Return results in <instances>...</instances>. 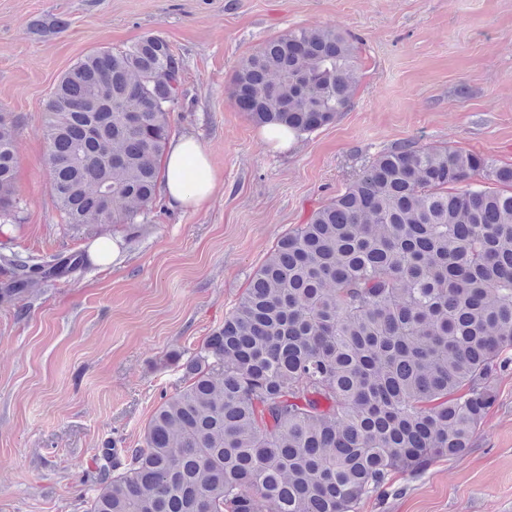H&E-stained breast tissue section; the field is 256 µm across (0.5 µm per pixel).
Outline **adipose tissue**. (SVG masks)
Listing matches in <instances>:
<instances>
[{
	"mask_svg": "<svg viewBox=\"0 0 512 512\" xmlns=\"http://www.w3.org/2000/svg\"><path fill=\"white\" fill-rule=\"evenodd\" d=\"M160 185L171 207L197 210L209 203L216 178L207 151L194 134L172 138L163 161Z\"/></svg>",
	"mask_w": 512,
	"mask_h": 512,
	"instance_id": "adipose-tissue-1",
	"label": "adipose tissue"
}]
</instances>
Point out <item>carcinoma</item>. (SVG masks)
I'll use <instances>...</instances> for the list:
<instances>
[{
  "label": "carcinoma",
  "mask_w": 512,
  "mask_h": 512,
  "mask_svg": "<svg viewBox=\"0 0 512 512\" xmlns=\"http://www.w3.org/2000/svg\"><path fill=\"white\" fill-rule=\"evenodd\" d=\"M360 66L349 33L290 30L237 64L230 96L257 125L309 134L351 109ZM182 96L155 33L61 76L44 138L65 223L148 219ZM17 126L0 112V236L22 220ZM6 249L1 303L83 266ZM511 351L512 167L396 145L277 241L142 447L124 464L102 450L87 512H354L393 474L467 452Z\"/></svg>",
  "instance_id": "obj_1"
}]
</instances>
